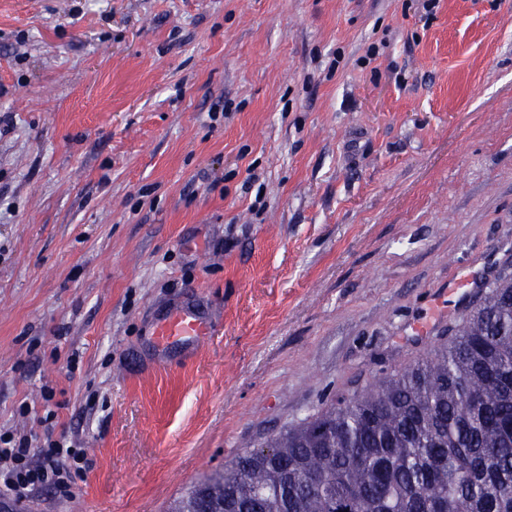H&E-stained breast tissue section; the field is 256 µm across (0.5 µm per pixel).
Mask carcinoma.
Returning a JSON list of instances; mask_svg holds the SVG:
<instances>
[{
    "mask_svg": "<svg viewBox=\"0 0 512 512\" xmlns=\"http://www.w3.org/2000/svg\"><path fill=\"white\" fill-rule=\"evenodd\" d=\"M172 512H512V275L426 357L244 449Z\"/></svg>",
    "mask_w": 512,
    "mask_h": 512,
    "instance_id": "cac0c4a2",
    "label": "carcinoma"
}]
</instances>
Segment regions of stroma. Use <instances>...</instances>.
<instances>
[{
	"label": "stroma",
	"mask_w": 512,
	"mask_h": 512,
	"mask_svg": "<svg viewBox=\"0 0 512 512\" xmlns=\"http://www.w3.org/2000/svg\"><path fill=\"white\" fill-rule=\"evenodd\" d=\"M426 3L0 0V433L87 457L34 512H169L512 273V0ZM483 256L477 255L456 270V275L448 280V287L438 290L432 306L434 320H446L463 312L462 299L472 288H482L485 281L482 273ZM459 308V309H458ZM206 328V324L190 311L179 310L159 327L157 336L163 344L181 343L193 336L203 335Z\"/></svg>",
	"instance_id": "35a3bbf8"
}]
</instances>
